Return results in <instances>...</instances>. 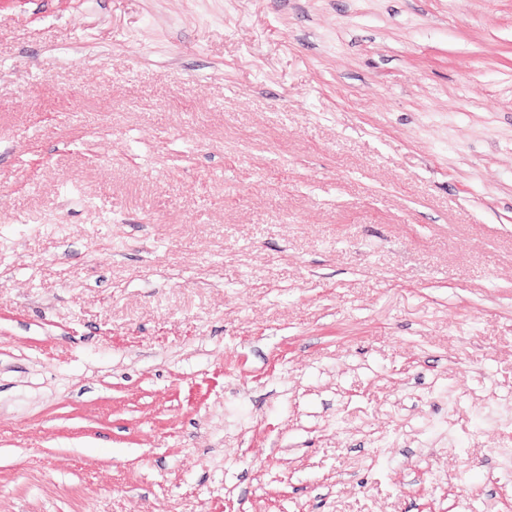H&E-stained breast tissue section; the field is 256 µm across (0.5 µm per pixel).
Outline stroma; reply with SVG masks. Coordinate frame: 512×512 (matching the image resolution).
<instances>
[{"label":"stroma","instance_id":"35a3bbf8","mask_svg":"<svg viewBox=\"0 0 512 512\" xmlns=\"http://www.w3.org/2000/svg\"><path fill=\"white\" fill-rule=\"evenodd\" d=\"M0 512H512V0H0Z\"/></svg>","mask_w":512,"mask_h":512}]
</instances>
